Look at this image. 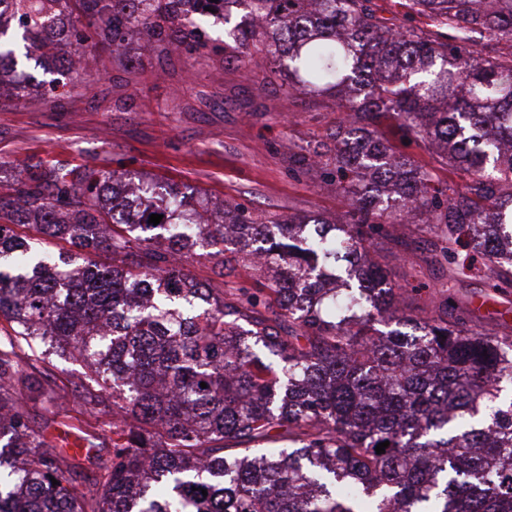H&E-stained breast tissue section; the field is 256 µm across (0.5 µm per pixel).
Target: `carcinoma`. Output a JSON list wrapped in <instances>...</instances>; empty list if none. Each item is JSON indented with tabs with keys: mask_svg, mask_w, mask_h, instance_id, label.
<instances>
[{
	"mask_svg": "<svg viewBox=\"0 0 512 512\" xmlns=\"http://www.w3.org/2000/svg\"><path fill=\"white\" fill-rule=\"evenodd\" d=\"M13 2L26 47L68 48L45 101L90 38L210 48L211 0ZM218 2L226 25L246 10L224 52L340 114L331 144L296 163L334 181L344 210L259 223L233 207L214 221L185 185L128 191L43 164L0 192V512H512V335L472 328L446 290L416 312L409 284L361 261L388 226L421 222L455 277L475 255L512 277V55L489 48L512 42V0H411L435 31L390 25L373 0ZM378 114L434 147L435 166L395 152ZM55 240L77 252L52 257ZM204 247L250 282L186 272ZM23 343L80 363L86 404L112 414L111 465L80 497L63 481L82 458L50 449L15 395L33 368ZM29 390L67 416L66 397Z\"/></svg>",
	"mask_w": 512,
	"mask_h": 512,
	"instance_id": "1",
	"label": "carcinoma"
}]
</instances>
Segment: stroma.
Masks as SVG:
<instances>
[{"instance_id": "1", "label": "stroma", "mask_w": 512, "mask_h": 512, "mask_svg": "<svg viewBox=\"0 0 512 512\" xmlns=\"http://www.w3.org/2000/svg\"><path fill=\"white\" fill-rule=\"evenodd\" d=\"M337 115L320 99L288 95L276 78L246 70L216 52L204 62L189 54L158 58L145 43L88 46L87 65L69 93L44 102L0 98V184L10 185L34 163L104 170L123 182L184 184L200 192L213 217L237 205L253 214H322L341 208L335 185L302 171L295 159L325 141ZM408 243L386 246L393 281L415 288L414 307L451 283V266L426 225L406 228ZM454 284V283H451ZM460 301L488 294L481 277L454 284ZM35 375L44 390L67 396V421L95 435L83 469L67 473L77 496L112 453L109 433L83 405L84 369L40 355Z\"/></svg>"}]
</instances>
